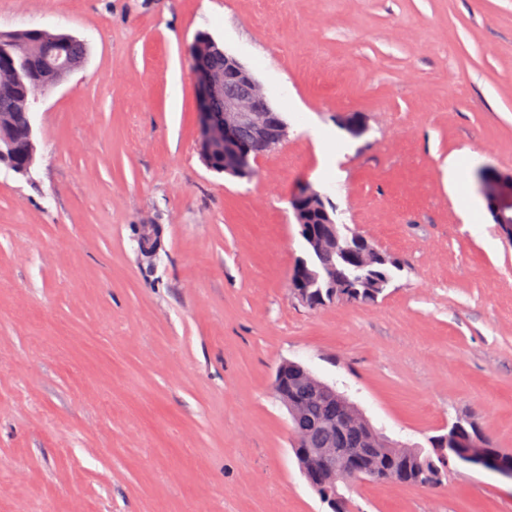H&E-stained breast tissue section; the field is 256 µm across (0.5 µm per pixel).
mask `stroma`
Segmentation results:
<instances>
[{"label":"stroma","mask_w":512,"mask_h":512,"mask_svg":"<svg viewBox=\"0 0 512 512\" xmlns=\"http://www.w3.org/2000/svg\"><path fill=\"white\" fill-rule=\"evenodd\" d=\"M27 29L87 54L33 105L30 176L0 164V512H330L274 395L286 360L391 439L468 415L512 454V243L477 183L512 172V0H0V34ZM201 32L288 127L247 178L199 154ZM303 186L402 262L377 302L292 292ZM139 224L163 228L150 264ZM346 496L512 512L511 479L456 462Z\"/></svg>","instance_id":"stroma-1"}]
</instances>
